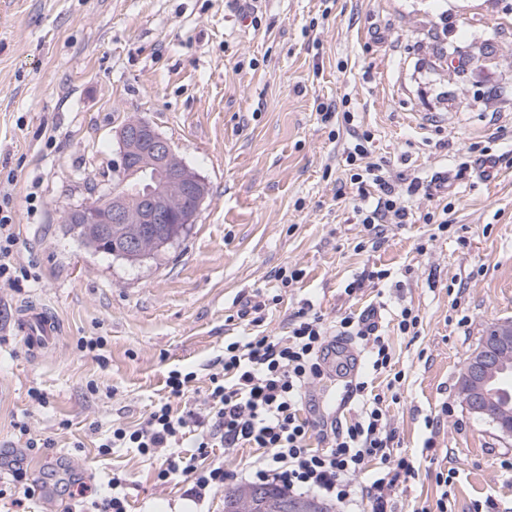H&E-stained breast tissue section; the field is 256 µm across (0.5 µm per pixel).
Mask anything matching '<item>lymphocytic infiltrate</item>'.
I'll return each instance as SVG.
<instances>
[{
    "label": "lymphocytic infiltrate",
    "instance_id": "1",
    "mask_svg": "<svg viewBox=\"0 0 512 512\" xmlns=\"http://www.w3.org/2000/svg\"><path fill=\"white\" fill-rule=\"evenodd\" d=\"M345 154L357 185L354 211L369 228L368 244L374 249L381 243L385 225L406 222L408 208L390 178L388 162L370 161L362 137H355ZM17 238L11 200L0 199V281L14 287L31 278L30 271L15 263ZM334 335L364 342L371 371H389L393 377L382 393L369 392L367 382H355L356 392L363 395L360 415L318 432L323 443L318 449L309 445L315 432L312 422L301 415L303 395L312 380L321 377L320 358ZM393 364L391 347L375 326L346 316L331 330L321 315L303 309L294 314L287 336L259 333L225 344L223 355L212 362L204 410L182 412L174 407V400L190 393L197 374L171 371L168 399L153 405L137 425H113L98 452L106 456L116 448H134L150 460L163 457V465L155 471L157 482L164 484L173 475H183L187 496L200 502L223 488L224 467H200L182 460L175 452L179 444L192 440L203 458L217 446L262 448L266 454L255 461L250 474L257 482L291 493L315 494L336 503L342 512H355L363 502L369 503L370 512H393L395 483L416 471L412 460L390 451L394 435L388 428V404L399 400L404 378L402 372L393 371ZM375 460L381 466L369 472ZM365 474L370 483L363 488L359 479Z\"/></svg>",
    "mask_w": 512,
    "mask_h": 512
}]
</instances>
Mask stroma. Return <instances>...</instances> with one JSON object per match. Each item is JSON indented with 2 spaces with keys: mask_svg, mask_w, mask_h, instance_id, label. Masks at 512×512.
I'll use <instances>...</instances> for the list:
<instances>
[{
  "mask_svg": "<svg viewBox=\"0 0 512 512\" xmlns=\"http://www.w3.org/2000/svg\"><path fill=\"white\" fill-rule=\"evenodd\" d=\"M323 103L338 112L327 123ZM134 117L209 193L184 239L130 262L85 244L65 213L115 183V134ZM352 125L410 211L374 250L359 248L369 233L343 154ZM481 158L499 161L493 181L476 175ZM444 171L451 186L433 193ZM1 190L16 263L33 278L0 286V448L18 447L17 420L56 448L27 456L43 492L20 507L0 499V512H87L70 494L75 475L97 492L123 478L130 512H224L260 449L214 448L227 477L199 504L181 480L156 484L135 449L102 457L96 445L165 396L171 370L197 372L188 405L203 407L225 343L287 335L307 302L329 325L373 314L405 373L389 428L418 471L396 486V512L443 495L450 512L486 501L512 512V439L456 393L481 336L512 319V0H0ZM429 211L435 223H422ZM282 268L300 280L282 287ZM379 269L390 277L368 280ZM256 294L271 304L255 326L239 313ZM31 301L61 323L43 358L13 328ZM405 307L421 319L413 338L397 329ZM82 336L102 339L106 364L77 350ZM361 406L321 378L303 415L345 423ZM448 471L444 490L436 477Z\"/></svg>",
  "mask_w": 512,
  "mask_h": 512,
  "instance_id": "35a3bbf8",
  "label": "stroma"
}]
</instances>
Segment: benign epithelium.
Instances as JSON below:
<instances>
[{
    "label": "benign epithelium",
    "instance_id": "benign-epithelium-1",
    "mask_svg": "<svg viewBox=\"0 0 512 512\" xmlns=\"http://www.w3.org/2000/svg\"><path fill=\"white\" fill-rule=\"evenodd\" d=\"M120 185L67 212L81 239L96 250L102 241L94 231L117 236L130 224H177L171 242L195 223L208 195L205 179L190 167L170 142L146 119L128 121L118 132ZM512 359V321L497 322L468 356L458 377L457 392L466 411L489 420L507 438L512 437V410L496 402L489 385Z\"/></svg>",
    "mask_w": 512,
    "mask_h": 512
}]
</instances>
